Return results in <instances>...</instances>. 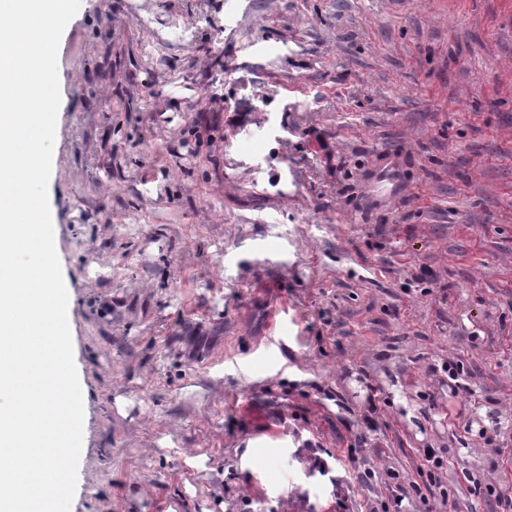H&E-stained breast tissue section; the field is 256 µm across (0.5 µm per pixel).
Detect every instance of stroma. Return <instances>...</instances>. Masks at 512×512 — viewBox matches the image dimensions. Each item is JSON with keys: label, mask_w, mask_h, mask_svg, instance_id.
<instances>
[{"label": "stroma", "mask_w": 512, "mask_h": 512, "mask_svg": "<svg viewBox=\"0 0 512 512\" xmlns=\"http://www.w3.org/2000/svg\"><path fill=\"white\" fill-rule=\"evenodd\" d=\"M84 2L48 183L71 512H383L431 447L456 486L512 421V0ZM400 190V180L394 167H383L375 172L370 184V196L382 198L392 196Z\"/></svg>", "instance_id": "obj_1"}]
</instances>
